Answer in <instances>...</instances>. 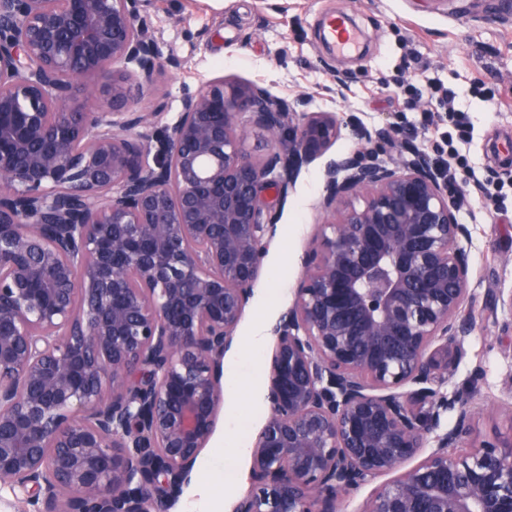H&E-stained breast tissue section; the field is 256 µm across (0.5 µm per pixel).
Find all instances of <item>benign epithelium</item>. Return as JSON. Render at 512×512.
<instances>
[{"mask_svg":"<svg viewBox=\"0 0 512 512\" xmlns=\"http://www.w3.org/2000/svg\"><path fill=\"white\" fill-rule=\"evenodd\" d=\"M141 2L0 0V487L33 512H170L276 236L265 192L341 134L223 77L152 129L131 105L177 62ZM242 114L277 143L258 161ZM357 135L270 327L269 415L233 512H339L382 476L361 512H512V439L465 445L474 398L441 391L429 354L475 327L461 189L396 127Z\"/></svg>","mask_w":512,"mask_h":512,"instance_id":"7a95c632","label":"benign epithelium"}]
</instances>
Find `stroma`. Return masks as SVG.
I'll return each instance as SVG.
<instances>
[{"label":"stroma","mask_w":512,"mask_h":512,"mask_svg":"<svg viewBox=\"0 0 512 512\" xmlns=\"http://www.w3.org/2000/svg\"><path fill=\"white\" fill-rule=\"evenodd\" d=\"M343 9L363 36L350 55L329 51L318 36L322 18ZM145 16L160 54L179 63L136 104L158 113L159 123L174 122L185 96L226 76L262 85L296 112L335 113L341 125L340 137L303 166L287 197H267L278 216L276 238L224 357L216 430L171 512H232L250 486L247 449L269 413L265 365L275 339L267 329L291 303L302 255L326 220L319 209L325 166L360 146L354 124H410L430 146L448 133L447 154L462 158L481 184L458 214L471 231L464 308L476 328L463 354L448 355L446 390L476 395L471 441L512 436V316L500 302L512 290V14L489 10L486 0H147ZM338 73L346 76L341 88ZM424 75L456 92L466 136L448 112L430 111ZM229 444L243 449L233 461L235 478L223 495L206 496L213 451Z\"/></svg>","instance_id":"stroma-1"}]
</instances>
